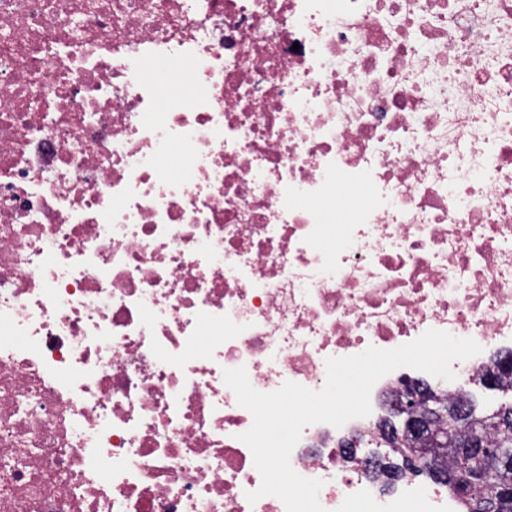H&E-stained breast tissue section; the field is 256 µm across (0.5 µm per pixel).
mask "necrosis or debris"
<instances>
[{
    "label": "necrosis or debris",
    "mask_w": 512,
    "mask_h": 512,
    "mask_svg": "<svg viewBox=\"0 0 512 512\" xmlns=\"http://www.w3.org/2000/svg\"><path fill=\"white\" fill-rule=\"evenodd\" d=\"M431 329L512 346V0H0V512H286L224 370ZM336 433L324 512H460Z\"/></svg>",
    "instance_id": "necrosis-or-debris-1"
}]
</instances>
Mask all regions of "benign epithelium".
I'll return each instance as SVG.
<instances>
[{
	"label": "benign epithelium",
	"instance_id": "7a95c632",
	"mask_svg": "<svg viewBox=\"0 0 512 512\" xmlns=\"http://www.w3.org/2000/svg\"><path fill=\"white\" fill-rule=\"evenodd\" d=\"M404 400L380 419L384 444L395 447L404 438L425 445L423 451L412 454L406 467L413 471L419 462L427 463L425 473L432 482L454 485L456 475L435 465V458L452 448L459 462H466L480 473L512 466V442L502 440L490 448L485 434L491 430L506 429L512 423V407L500 405L490 415H480L470 402H450L434 393L431 385L416 381L403 392ZM345 457L350 463L362 460L384 467L387 455L371 453L361 459L357 456L355 441L345 445Z\"/></svg>",
	"mask_w": 512,
	"mask_h": 512
}]
</instances>
